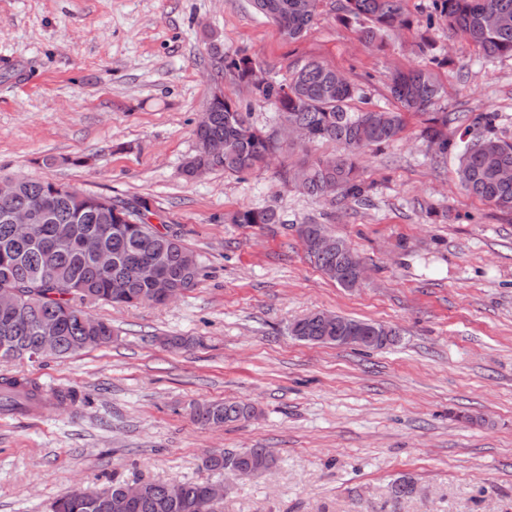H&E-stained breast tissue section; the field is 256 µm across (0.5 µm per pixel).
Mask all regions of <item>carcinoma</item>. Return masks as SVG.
<instances>
[{
  "mask_svg": "<svg viewBox=\"0 0 512 512\" xmlns=\"http://www.w3.org/2000/svg\"><path fill=\"white\" fill-rule=\"evenodd\" d=\"M298 0H253L258 12L269 19L281 36L301 38L311 27L321 0H311L300 9ZM343 19L360 24V40L371 45L385 33L408 29L412 20L406 13L405 0H339ZM443 20L448 32L476 47L488 58L512 57V0H433L429 23ZM209 54L217 70L225 71L237 84L251 89L256 98L276 105L279 117L292 119L304 132L305 147L334 142L340 152L334 156L313 157L305 154L299 164L302 180L297 186L312 197L365 201L370 186L363 179L358 157L365 149H380L399 139L406 128V115L424 117L422 136L435 155L457 152V177L466 195L492 208L512 214V180L500 173L512 169V141L499 134L497 112L476 114L468 129L469 140L456 139L448 132L457 117L429 108L441 95L436 74L429 68L396 69L389 76V91L397 103L394 111H354L351 101L360 88L343 73L311 60L296 69L288 82L266 85L255 81L258 63L246 54L229 56L217 39L209 43ZM194 135L205 137L211 153L188 156L183 174L191 177L195 169L229 174L249 172L267 162L276 150L274 141L255 127L250 114L231 98L207 113V120L197 126ZM16 194L0 201V290L14 289L25 295L20 309L13 314L0 311V344L14 346L20 354L4 357L0 363L32 360L37 342L36 326L42 322L59 324V348L55 357L75 352L76 346L94 349L112 342V325L88 315L85 303L103 301L114 306L159 305L150 286L141 276V264L157 256L162 270L177 293L195 287L203 276L199 256L188 249L171 229L159 232L150 224H120L107 218V206L119 205L132 212H150L144 200H126L98 193L76 190L68 185L16 172ZM55 195L54 207L37 224L35 240L18 241L6 214L15 209L35 208L43 198ZM234 224H278L280 216L271 208H246L231 216ZM69 235L58 237V228ZM112 251L115 262L99 268L93 252L99 242ZM124 279L127 288L112 287V280ZM292 336H319L318 313L308 314L289 326ZM62 402L79 409L90 404L89 397L74 390L46 391L24 376H0V413L37 412ZM192 421L201 427H221L226 423L246 421L255 415L253 405L238 401H212L189 406ZM262 473L276 465V458L266 448H248L234 455L212 454L204 462L208 471L223 472L226 465ZM125 481L112 477V485L96 492L80 494L74 490L55 499L50 512H223L222 504L211 505L205 499L206 483L201 481L142 482L140 500L129 506L122 500ZM179 490L178 501L168 504L172 486Z\"/></svg>",
  "mask_w": 512,
  "mask_h": 512,
  "instance_id": "carcinoma-1",
  "label": "carcinoma"
}]
</instances>
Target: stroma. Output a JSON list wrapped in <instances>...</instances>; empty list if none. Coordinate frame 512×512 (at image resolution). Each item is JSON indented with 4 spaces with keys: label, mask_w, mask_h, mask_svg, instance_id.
Instances as JSON below:
<instances>
[{
    "label": "stroma",
    "mask_w": 512,
    "mask_h": 512,
    "mask_svg": "<svg viewBox=\"0 0 512 512\" xmlns=\"http://www.w3.org/2000/svg\"><path fill=\"white\" fill-rule=\"evenodd\" d=\"M411 28L364 45L321 0L299 40L281 37L251 0H0V171L143 199L198 254V285L164 306L88 305L109 345L10 365L92 403L0 420V512H48L73 487L112 477L218 483L205 451L270 449L277 465L229 477L224 512H512V216L469 197L457 160L433 158L423 119L360 160L363 202L331 206L291 181L302 153L275 106L218 73L207 51L246 53L283 82L317 60L358 84L361 108L392 110L387 74L444 58L437 111L496 112L512 139V57L481 59L431 0H405ZM428 52H420V43ZM247 105L277 144L272 164L241 175L181 173L215 89ZM59 157L46 167V156ZM87 156L86 167L64 157ZM282 221L231 223L242 208ZM316 221L368 267L339 287L307 257L299 224ZM325 311L399 328L378 351L308 345L296 319ZM166 336L190 347L161 345ZM242 400L257 414L203 428L193 401ZM412 478L400 501L391 485Z\"/></svg>",
    "instance_id": "stroma-1"
}]
</instances>
